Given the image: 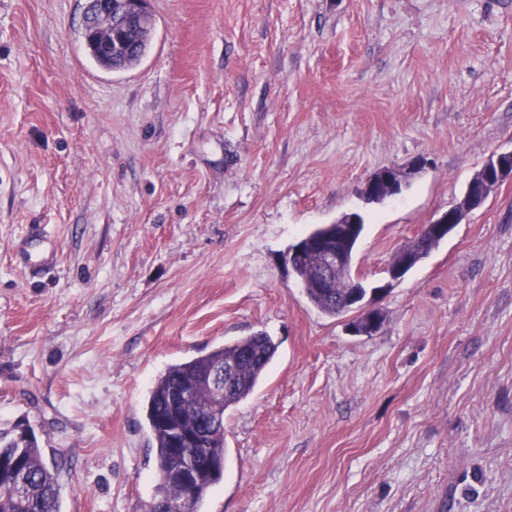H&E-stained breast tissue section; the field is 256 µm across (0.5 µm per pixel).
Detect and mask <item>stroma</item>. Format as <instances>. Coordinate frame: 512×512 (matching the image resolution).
Here are the masks:
<instances>
[{"mask_svg":"<svg viewBox=\"0 0 512 512\" xmlns=\"http://www.w3.org/2000/svg\"><path fill=\"white\" fill-rule=\"evenodd\" d=\"M83 9L0 0V432L34 431L60 512H147L154 380L258 331L278 349L201 512H512V181L388 273L512 149V0H150L116 73ZM352 210L370 336L284 262ZM35 225L60 245L36 278ZM150 32L151 28L141 29L139 37L135 39L134 44L128 51L119 54L113 53L112 56L107 53H101L99 49L91 50L96 42L86 40L83 35L81 37L88 55L100 68L118 72L133 69L141 63L151 48L152 37ZM415 171L399 167H385L377 170L370 175L363 187L364 198L370 202L375 199L377 194L383 193L386 196L394 192L399 185H403Z\"/></svg>","mask_w":512,"mask_h":512,"instance_id":"obj_1","label":"stroma"}]
</instances>
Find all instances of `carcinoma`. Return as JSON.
Segmentation results:
<instances>
[{"label": "carcinoma", "instance_id": "1", "mask_svg": "<svg viewBox=\"0 0 512 512\" xmlns=\"http://www.w3.org/2000/svg\"><path fill=\"white\" fill-rule=\"evenodd\" d=\"M152 43L150 30L143 28L139 37L126 52L108 55L93 48L94 42L84 41L92 60L104 70L115 72L137 67L148 54ZM352 291L351 273L342 275L336 287V296L324 295L316 288H308V301L326 315H344V299ZM278 345L263 332L243 336L216 346L187 361L173 364L155 380L150 391L147 421L155 449V467L159 476L156 494L149 505V512H156L161 501L172 502L177 512H200L209 488L219 483L224 471L207 478L208 487L190 492L188 486L168 477L169 461L174 448L175 435L172 423L179 416L205 418L215 410L228 408L250 396L273 360ZM235 367L236 386L222 404L212 399L205 390H190V382L216 364ZM180 389L187 393L177 412L168 406L172 392ZM60 485L58 467H49L44 461L43 449L35 435L17 433L0 434V512H60Z\"/></svg>", "mask_w": 512, "mask_h": 512}]
</instances>
